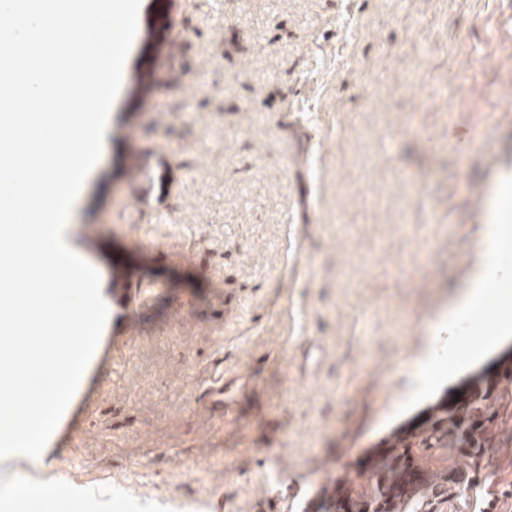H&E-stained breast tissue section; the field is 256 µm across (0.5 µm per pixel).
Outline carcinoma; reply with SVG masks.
Listing matches in <instances>:
<instances>
[{
    "instance_id": "carcinoma-1",
    "label": "carcinoma",
    "mask_w": 512,
    "mask_h": 512,
    "mask_svg": "<svg viewBox=\"0 0 512 512\" xmlns=\"http://www.w3.org/2000/svg\"><path fill=\"white\" fill-rule=\"evenodd\" d=\"M512 350L400 425L383 448L309 499L302 512L460 510L487 456L512 439Z\"/></svg>"
}]
</instances>
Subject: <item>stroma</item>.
Listing matches in <instances>:
<instances>
[{
    "mask_svg": "<svg viewBox=\"0 0 512 512\" xmlns=\"http://www.w3.org/2000/svg\"><path fill=\"white\" fill-rule=\"evenodd\" d=\"M505 181L512 0H142L71 231L109 320L45 457L0 461V512L60 485L68 512L299 506L460 382H417L420 348L497 335L512 258L485 328L444 316ZM486 464L471 512H512V452ZM234 384L224 383V376H220L215 383L208 388L205 399L208 407L215 413L224 414V409L231 407L227 395L232 391Z\"/></svg>",
    "mask_w": 512,
    "mask_h": 512,
    "instance_id": "35a3bbf8",
    "label": "stroma"
}]
</instances>
